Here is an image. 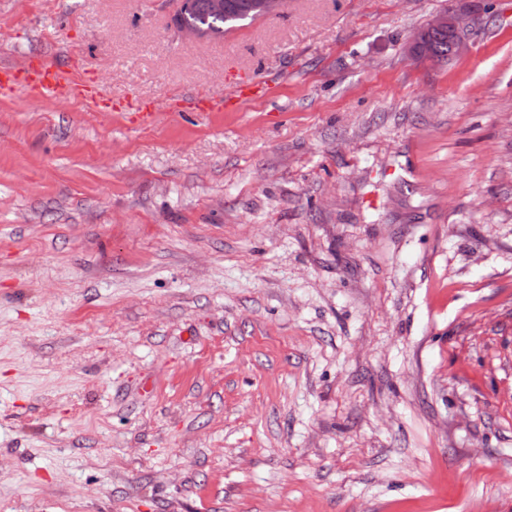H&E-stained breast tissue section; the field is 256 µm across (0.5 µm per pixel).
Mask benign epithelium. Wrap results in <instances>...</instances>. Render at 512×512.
I'll use <instances>...</instances> for the list:
<instances>
[{"label": "benign epithelium", "instance_id": "obj_1", "mask_svg": "<svg viewBox=\"0 0 512 512\" xmlns=\"http://www.w3.org/2000/svg\"><path fill=\"white\" fill-rule=\"evenodd\" d=\"M478 20L479 14L466 0H454L448 12L435 16L410 38L407 51L415 58H431L433 47L426 32L439 30L448 32V58L460 57L469 51L470 35Z\"/></svg>", "mask_w": 512, "mask_h": 512}]
</instances>
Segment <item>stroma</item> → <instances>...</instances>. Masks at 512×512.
<instances>
[{"label":"stroma","instance_id":"obj_1","mask_svg":"<svg viewBox=\"0 0 512 512\" xmlns=\"http://www.w3.org/2000/svg\"><path fill=\"white\" fill-rule=\"evenodd\" d=\"M451 5L0 0L124 106L0 96V512H512V0L410 57ZM212 2V0H184L177 24L180 28L185 27L181 29L185 36L196 38L202 32L203 35L221 37L241 23L255 19L257 17L255 11L257 15H265L276 12L282 5L281 0H254L255 11H252L249 8L251 0H233L230 9H227L228 0H214L216 8L220 9L224 6V9L217 10ZM453 2L448 12L435 16L410 38L407 51L412 57L430 59L433 56L432 44L425 35L428 30L448 32L434 34L435 54L431 60L447 63L448 59L460 57L469 51L470 35L479 20V14L470 6V1Z\"/></svg>","mask_w":512,"mask_h":512}]
</instances>
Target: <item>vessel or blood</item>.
Masks as SVG:
<instances>
[{"label":"vessel or blood","mask_w":512,"mask_h":512,"mask_svg":"<svg viewBox=\"0 0 512 512\" xmlns=\"http://www.w3.org/2000/svg\"><path fill=\"white\" fill-rule=\"evenodd\" d=\"M17 89L24 90L38 101L81 98L92 104L96 111L109 112L113 109L111 99L105 97L97 83L78 79L69 70L39 58L32 59L28 68L22 70L0 69V93L7 94Z\"/></svg>","instance_id":"vessel-or-blood-1"}]
</instances>
